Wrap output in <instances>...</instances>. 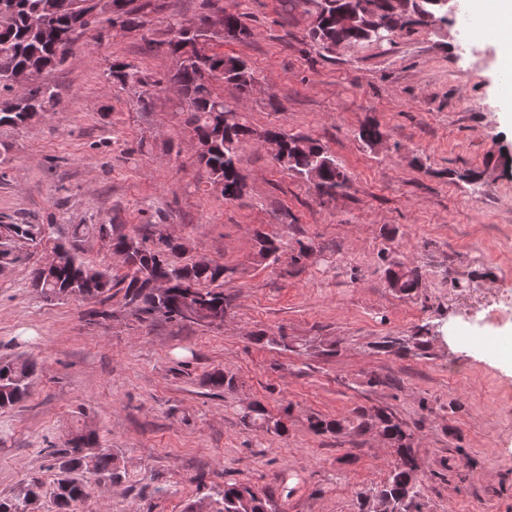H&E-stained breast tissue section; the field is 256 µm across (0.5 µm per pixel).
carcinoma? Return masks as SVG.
Instances as JSON below:
<instances>
[{
	"instance_id": "obj_1",
	"label": "carcinoma",
	"mask_w": 512,
	"mask_h": 512,
	"mask_svg": "<svg viewBox=\"0 0 512 512\" xmlns=\"http://www.w3.org/2000/svg\"><path fill=\"white\" fill-rule=\"evenodd\" d=\"M313 19L307 38L319 50L330 53L337 46L352 48L375 41L374 31L385 29L392 35L409 26H429L444 20L437 0H314ZM158 9L153 0H0V13L13 17V24L0 29V90L13 97L0 106V127L26 126L29 114L38 116L51 111L60 94L52 86L35 84L26 96L14 94L12 76L19 70L35 75L46 69L60 67L69 59L56 52L46 35L48 29L74 26L86 12L97 15V36L119 20L129 29L142 27V19ZM358 16L355 25L344 18ZM187 20L173 18L168 22L170 37L157 42L171 56L183 62L165 79H156L131 63L113 62L106 77L112 85L126 88H151L157 91L169 83L179 85L187 104L185 125L207 149L196 158L213 182L224 185V198L236 199L245 187L241 173L243 144L255 131L241 121L240 113L224 102V97L210 85L208 76L222 73V81L234 84L245 93L256 78L248 63L235 56L212 53L194 58L191 42L195 33L184 29ZM224 27L240 31L245 37L251 30L242 15L224 13ZM266 137L281 139L285 150L276 157L284 169L307 180L316 173L313 183L319 198L331 199L350 188V177L341 164L319 142L304 135H288L279 130H266ZM0 267L17 262L20 256L10 247L15 237L24 238L31 246L45 239L42 224H0ZM91 238L109 243L112 251L125 255L127 272L120 283L125 288L127 303L142 314L160 315L183 322L187 301L215 312L225 313L228 302L224 297V279L232 269L218 263H182L171 259L180 250L172 241L158 239L155 248L145 246L137 233L116 231L114 224H73L67 240L57 242L52 251L58 256L56 265L39 267L32 272L31 286L50 300L95 299L102 303L111 297L112 275L90 265L81 257V245ZM257 255L263 261L274 260L281 240L261 235L257 238ZM390 287L403 294L419 287L420 273L403 263H393L385 270ZM36 363L27 359L0 360V409H8L29 396ZM243 423L264 429L276 436L286 433L285 423L271 416L258 403L241 411ZM311 430L317 434L369 433L375 429L393 446L395 460L387 478L361 496V512L367 501L376 496L387 497L394 512H421L425 479L420 471L414 448V436L392 413L383 408L371 412L355 411L339 419L309 418ZM56 478L48 486L41 477L31 475L26 480V495L34 498L40 512H77L88 498L92 480L122 482L126 474L110 448L99 447L93 430H84L69 438L64 447L50 452ZM286 482L275 488L258 491L246 483H226L210 502L211 512H280L279 501L288 497Z\"/></svg>"
}]
</instances>
